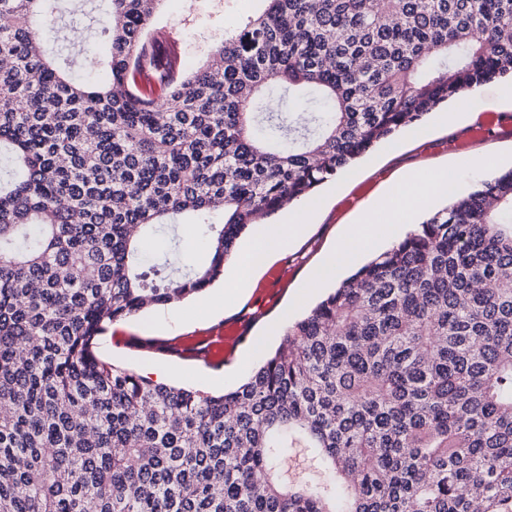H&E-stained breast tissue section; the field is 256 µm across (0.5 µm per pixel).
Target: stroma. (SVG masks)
Returning <instances> with one entry per match:
<instances>
[{
  "mask_svg": "<svg viewBox=\"0 0 512 512\" xmlns=\"http://www.w3.org/2000/svg\"><path fill=\"white\" fill-rule=\"evenodd\" d=\"M106 7L107 0H70L65 6L63 33L84 38L87 55L106 51L95 26ZM264 8L263 0H195L188 10L182 0H162L155 24L177 32L178 51L187 67L195 69L210 59L225 33ZM503 87L500 80L482 85L478 96L456 100L417 128L396 135L397 151L380 146L320 186L306 235L273 261L234 306L225 307L219 285H211L209 309L195 308L188 298L110 324L96 339V355L142 374L150 366L165 365L172 386L214 394L234 389L247 378L232 370L243 353L254 351L252 366L262 364L278 348L288 325L349 275L345 267L321 290H303L361 206L382 205L392 181L413 172L426 177L437 169H454L459 157L468 156L479 168L456 172L457 192L464 195L481 180L512 168V131L497 128L512 121V108L498 102Z\"/></svg>",
  "mask_w": 512,
  "mask_h": 512,
  "instance_id": "stroma-1",
  "label": "stroma"
}]
</instances>
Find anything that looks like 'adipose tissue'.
<instances>
[{"instance_id":"1","label":"adipose tissue","mask_w":512,"mask_h":512,"mask_svg":"<svg viewBox=\"0 0 512 512\" xmlns=\"http://www.w3.org/2000/svg\"><path fill=\"white\" fill-rule=\"evenodd\" d=\"M456 187L445 172L421 180L414 176L394 183L387 192L389 208L377 214L372 206H364L357 223L348 225L340 239L338 250L324 268L332 273L337 263L351 260L366 248L391 237L399 226L409 223L411 213L430 201L433 195H454ZM287 221L283 224H263L250 246L242 253L232 277L224 285V295L234 298L249 289L256 274L277 259L288 246L307 230V206L299 200L281 205Z\"/></svg>"}]
</instances>
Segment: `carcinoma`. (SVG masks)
I'll return each mask as SVG.
<instances>
[{"label":"carcinoma","instance_id":"obj_1","mask_svg":"<svg viewBox=\"0 0 512 512\" xmlns=\"http://www.w3.org/2000/svg\"><path fill=\"white\" fill-rule=\"evenodd\" d=\"M0 0V512H512V169L416 225L213 395L94 352L224 275L237 241L453 98L512 80V0H265L210 64L108 0L110 80ZM276 86L319 95L272 104ZM195 217L207 261L149 230ZM306 448L325 482L290 481ZM480 507L474 508V500ZM71 74L76 81L89 83H103L107 81V72L103 67L89 68L84 64L83 58L68 62Z\"/></svg>","mask_w":512,"mask_h":512}]
</instances>
